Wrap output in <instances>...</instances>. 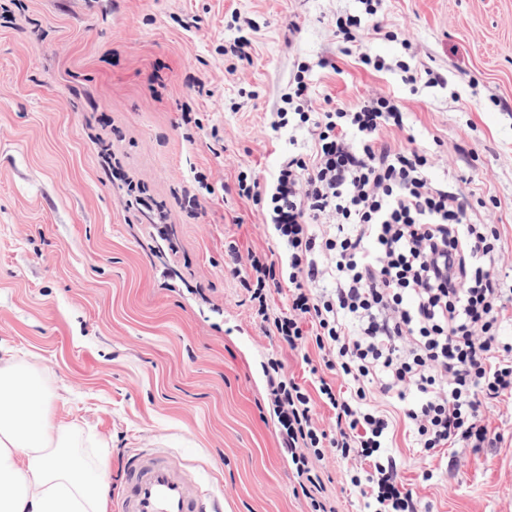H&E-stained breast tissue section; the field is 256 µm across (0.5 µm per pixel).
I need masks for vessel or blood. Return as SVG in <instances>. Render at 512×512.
Here are the masks:
<instances>
[{
  "label": "vessel or blood",
  "instance_id": "vessel-or-blood-1",
  "mask_svg": "<svg viewBox=\"0 0 512 512\" xmlns=\"http://www.w3.org/2000/svg\"><path fill=\"white\" fill-rule=\"evenodd\" d=\"M115 512H213L210 496L182 463L159 449L138 450Z\"/></svg>",
  "mask_w": 512,
  "mask_h": 512
}]
</instances>
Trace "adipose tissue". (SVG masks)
Listing matches in <instances>:
<instances>
[{
	"label": "adipose tissue",
	"mask_w": 512,
	"mask_h": 512,
	"mask_svg": "<svg viewBox=\"0 0 512 512\" xmlns=\"http://www.w3.org/2000/svg\"><path fill=\"white\" fill-rule=\"evenodd\" d=\"M51 398L35 363L0 356V512H106L101 468L73 455Z\"/></svg>",
	"instance_id": "adipose-tissue-1"
}]
</instances>
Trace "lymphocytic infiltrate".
<instances>
[{"mask_svg": "<svg viewBox=\"0 0 512 512\" xmlns=\"http://www.w3.org/2000/svg\"><path fill=\"white\" fill-rule=\"evenodd\" d=\"M284 102L273 129L295 123L312 153L288 155L270 181L238 183L281 250L229 251L267 335L298 354L311 340L322 353L309 369L310 391L282 362L270 366L281 446L313 512H335L310 466L328 448L354 463L361 512H419L395 461L379 459L394 423L369 399L404 400V423L425 452L495 447L482 406L512 396V342L500 339L512 288L500 282V234L471 222L469 195L431 179L426 150L382 140L383 129L405 127L400 101L378 96L317 111L300 80ZM275 293L287 304L273 315ZM333 374L347 378L344 390L332 386ZM319 401L333 412L331 429L312 417Z\"/></svg>", "mask_w": 512, "mask_h": 512, "instance_id": "obj_1", "label": "lymphocytic infiltrate"}]
</instances>
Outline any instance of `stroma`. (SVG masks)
Segmentation results:
<instances>
[{"mask_svg": "<svg viewBox=\"0 0 512 512\" xmlns=\"http://www.w3.org/2000/svg\"><path fill=\"white\" fill-rule=\"evenodd\" d=\"M359 0H0V350L37 364L54 421L75 423L107 462L165 448L220 512H311L280 446L269 359L307 364L266 335L224 266L228 245L276 249L239 174L268 178L301 129L271 123L302 63L313 108L400 98L395 147L431 152L436 182L479 200L512 263V0H384L381 29L344 46L336 19ZM250 19V61L229 48ZM367 50L391 63H359ZM328 67H318V60ZM443 74L410 94L396 61ZM207 91L198 93L194 82ZM190 120H183V113ZM125 180H108L100 145ZM214 188L199 210L187 202ZM163 205L165 227L131 202ZM496 447L428 455L397 424L387 453L423 512H512V398L484 406ZM315 467L336 512H357L349 463Z\"/></svg>", "mask_w": 512, "mask_h": 512, "instance_id": "obj_1", "label": "stroma"}]
</instances>
